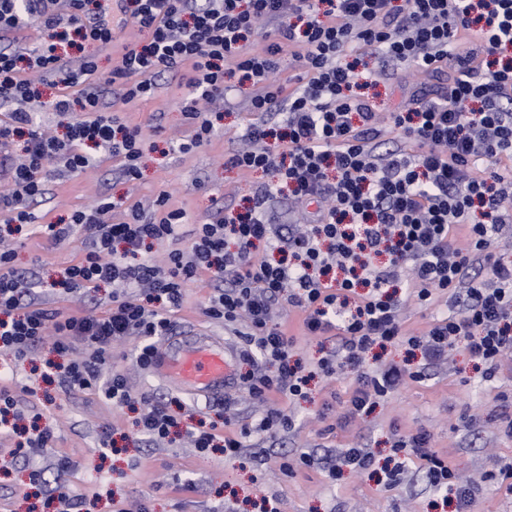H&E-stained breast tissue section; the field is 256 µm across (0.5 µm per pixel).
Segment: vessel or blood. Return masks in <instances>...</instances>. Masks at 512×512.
Wrapping results in <instances>:
<instances>
[{"mask_svg":"<svg viewBox=\"0 0 512 512\" xmlns=\"http://www.w3.org/2000/svg\"><path fill=\"white\" fill-rule=\"evenodd\" d=\"M237 350L222 337L176 330L159 347L153 376L197 398L223 396L236 383Z\"/></svg>","mask_w":512,"mask_h":512,"instance_id":"1","label":"vessel or blood"}]
</instances>
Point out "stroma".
I'll use <instances>...</instances> for the list:
<instances>
[{"label": "stroma", "mask_w": 512, "mask_h": 512, "mask_svg": "<svg viewBox=\"0 0 512 512\" xmlns=\"http://www.w3.org/2000/svg\"><path fill=\"white\" fill-rule=\"evenodd\" d=\"M156 83L154 96L121 112L123 121L139 127L142 133L140 179L126 182L119 161L104 152L94 167L79 172L53 168L45 196L30 206L33 223L14 236L16 267L43 282L44 308L67 314L99 313L106 309L111 294L107 286L80 299L50 290V281L82 256L85 243L79 234L54 241L45 231L46 224L68 217L101 195L145 204L161 191H168L170 208L186 211L191 221L180 226L177 242L153 247L150 258L159 262L173 247L189 246L195 224L213 217L214 199L240 202L269 179L264 172L242 171L226 164L246 129L260 119L258 113L245 107L243 95L234 96V110L216 122L210 142L182 154L176 146L191 133L180 110L187 92L186 79L182 73L167 72ZM211 293L208 276L189 284L180 307L172 313L174 322L180 328L206 331L238 343L234 327L205 314ZM280 320L297 339V358L308 368H315L331 349V342L304 336L302 314L294 308H283ZM48 356L44 347L34 359L17 361L9 385L18 395L26 418H39L53 434L51 448L39 459L45 480L55 484L54 463L58 457H67L71 470L66 481L75 493L84 496L83 512H112L116 499L124 501L130 512H262L265 502L276 512H453L451 507L436 505V493L413 466L388 488L378 485L368 472H346L333 480L317 468H301L288 477L279 469L285 454L304 451L321 455L355 445L369 448L377 461H384L396 427L428 431L433 448L447 455L466 478L512 462V437L500 430L497 418L502 402H512V363L496 370L492 379H484L461 345L455 348L448 365L432 368L427 379L392 393L373 413L343 429H329L319 412L327 402L334 414L343 413L356 387L354 376L332 383L315 378L308 400L290 406L294 429L273 440L252 437L251 447L234 460L225 459L220 452L198 457L179 441L148 444L135 426V412L113 408L94 391H68L44 382L40 368ZM112 360L133 391L179 401L184 416L210 419L229 406L236 424L258 418V408L243 386L209 400L173 390L137 366L129 341L115 345ZM114 429L124 435L123 450L118 454L101 447ZM12 446L11 440L0 438V512H53L46 505L45 494L30 493L28 471L12 457Z\"/></svg>", "instance_id": "obj_1"}]
</instances>
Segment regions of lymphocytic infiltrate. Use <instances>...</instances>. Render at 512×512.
Masks as SVG:
<instances>
[{
  "mask_svg": "<svg viewBox=\"0 0 512 512\" xmlns=\"http://www.w3.org/2000/svg\"><path fill=\"white\" fill-rule=\"evenodd\" d=\"M40 22V46L0 49V102L11 105L0 126L10 146L8 194L0 196V238L8 226L32 220L30 204L45 195V173L61 163L89 167L91 149L119 160L125 181L141 177L139 128L105 110L101 89L114 86L113 105L153 95L157 74L189 68L180 110L193 133L178 146L187 154L214 133L211 113L232 111L226 73L244 86L251 111L264 119L246 131L232 167L267 172L244 209L221 206L197 225L189 249H174L166 265L148 257L153 245L176 239L186 219L163 191L151 209L105 196L75 210L67 223L47 224L55 241L82 233L81 258L61 273L64 294L111 286L103 313L62 316L36 300L37 281L0 248V353L20 359L50 345L43 377L67 389L101 388L118 408L137 409L135 424L149 443L189 439L198 456L222 450L242 456L254 435L292 430V415L277 403L307 398L311 380L294 359L295 337L272 319L288 303L303 315L305 336L334 341L318 364L329 381L353 372L358 386L349 419L370 413L400 387L425 378L457 344L493 377L512 356V261L497 251L512 240V173L495 170L512 160V0H0V32ZM135 25L140 42L125 49L109 73L99 70L94 45L111 46L116 29ZM268 33L263 43L252 36ZM305 78L287 88L282 54ZM448 76L446 86L419 83L392 114L402 140L383 148L378 113L367 90L387 69ZM56 88L42 101L40 86ZM77 88V96L67 88ZM287 103L286 119L268 114ZM78 113L63 136L49 135L36 112ZM288 195L304 211L306 228L273 224L267 203ZM119 211V221L108 215ZM208 275L217 289L209 318L239 326V356L251 364L242 384L266 406L256 423L224 431L218 422L183 424L164 402L133 393L120 372H108L114 343L137 338L136 361L149 368L158 339L171 335L170 313L185 287ZM434 304L448 296L461 307L419 334L403 330V302L395 291ZM404 341L411 360L373 364L367 355ZM429 487L470 512L475 485L460 479L424 432H393L383 486L408 464Z\"/></svg>",
  "mask_w": 512,
  "mask_h": 512,
  "instance_id": "f902f5d3",
  "label": "lymphocytic infiltrate"
}]
</instances>
